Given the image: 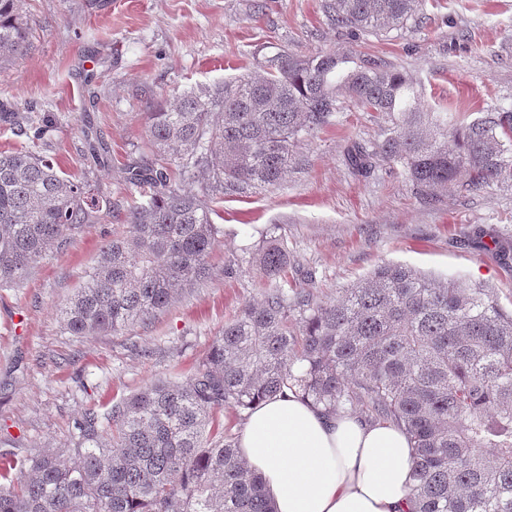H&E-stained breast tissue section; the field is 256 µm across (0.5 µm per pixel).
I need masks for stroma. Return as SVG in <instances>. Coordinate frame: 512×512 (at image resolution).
Wrapping results in <instances>:
<instances>
[{
	"mask_svg": "<svg viewBox=\"0 0 512 512\" xmlns=\"http://www.w3.org/2000/svg\"><path fill=\"white\" fill-rule=\"evenodd\" d=\"M324 0H25L33 49L0 72V151L23 148L58 159L77 178L96 180L125 205L146 197L127 166L148 156L146 114L156 100L256 73L279 50L311 56L341 50L372 56L409 74L437 112L512 111V0H440L416 28L354 40L336 29ZM53 114L40 137L20 134L7 113ZM110 149L108 165L85 160L84 113ZM380 127L353 105L302 144L306 165L280 184L215 196L214 223L225 229L212 275L183 292L151 323L116 334L73 336L57 309L83 284L125 211L104 216L65 253L34 264L23 287L0 288V453L22 461L70 451L72 427L87 409L109 410L157 379L183 374L214 336L268 282L246 259L269 238L288 248L276 287L314 285L336 298L385 261L435 278L492 288L512 309V268L475 238L512 239V192L451 191L429 200L398 168L379 162L352 173L351 141L377 140Z\"/></svg>",
	"mask_w": 512,
	"mask_h": 512,
	"instance_id": "obj_1",
	"label": "stroma"
}]
</instances>
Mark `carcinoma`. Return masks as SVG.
I'll return each instance as SVG.
<instances>
[{"label": "carcinoma", "instance_id": "carcinoma-1", "mask_svg": "<svg viewBox=\"0 0 512 512\" xmlns=\"http://www.w3.org/2000/svg\"><path fill=\"white\" fill-rule=\"evenodd\" d=\"M424 2L325 0L323 8L333 25L364 38L419 24ZM31 48L23 0H0V66ZM260 68L148 113V148L200 191L173 187L153 161L127 167L149 199L61 308L70 334L146 324L209 278L224 234L210 217V194L276 185L346 98L383 123L378 141L348 148L354 172L389 162L426 199L512 190L510 111L473 119L425 112L422 88L405 72L340 51L279 52ZM120 207L47 155L0 152V288L21 287L34 262L66 252L101 213ZM249 266L273 280L288 267V249L272 239ZM289 391L330 414L359 409L370 423L403 430L411 512H512V309L484 285L437 282L394 263L333 300L312 288L268 289L224 323L186 376L153 382L107 412H85L74 423L71 462L51 450L20 464L1 458L0 512H274L218 413Z\"/></svg>", "mask_w": 512, "mask_h": 512}]
</instances>
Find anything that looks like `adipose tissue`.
Wrapping results in <instances>:
<instances>
[{
    "label": "adipose tissue",
    "mask_w": 512,
    "mask_h": 512,
    "mask_svg": "<svg viewBox=\"0 0 512 512\" xmlns=\"http://www.w3.org/2000/svg\"><path fill=\"white\" fill-rule=\"evenodd\" d=\"M275 512H406L412 450L391 424L330 415L287 394L251 410L237 437Z\"/></svg>",
    "instance_id": "obj_1"
}]
</instances>
